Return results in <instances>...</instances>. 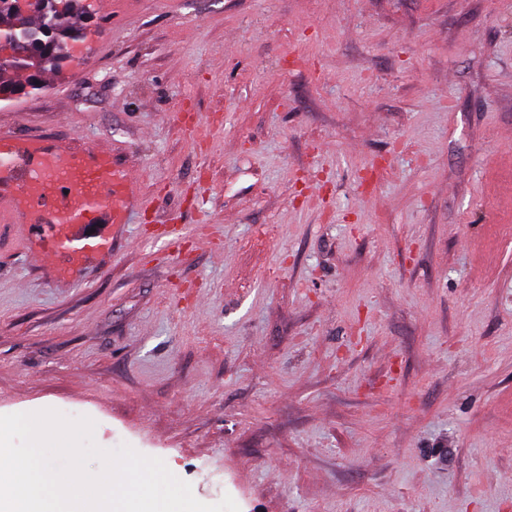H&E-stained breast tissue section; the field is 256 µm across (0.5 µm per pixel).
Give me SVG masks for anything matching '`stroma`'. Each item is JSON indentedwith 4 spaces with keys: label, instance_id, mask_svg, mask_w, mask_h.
Returning a JSON list of instances; mask_svg holds the SVG:
<instances>
[{
    "label": "stroma",
    "instance_id": "stroma-1",
    "mask_svg": "<svg viewBox=\"0 0 512 512\" xmlns=\"http://www.w3.org/2000/svg\"><path fill=\"white\" fill-rule=\"evenodd\" d=\"M88 3L0 128L138 201L66 286L0 221V415L240 512H512V0Z\"/></svg>",
    "mask_w": 512,
    "mask_h": 512
}]
</instances>
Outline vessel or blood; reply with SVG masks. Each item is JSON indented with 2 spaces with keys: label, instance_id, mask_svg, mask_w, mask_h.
<instances>
[{
  "label": "vessel or blood",
  "instance_id": "vessel-or-blood-1",
  "mask_svg": "<svg viewBox=\"0 0 512 512\" xmlns=\"http://www.w3.org/2000/svg\"><path fill=\"white\" fill-rule=\"evenodd\" d=\"M136 204L131 172L106 146L76 151L40 135L0 132V216L13 219L55 282L112 257Z\"/></svg>",
  "mask_w": 512,
  "mask_h": 512
}]
</instances>
